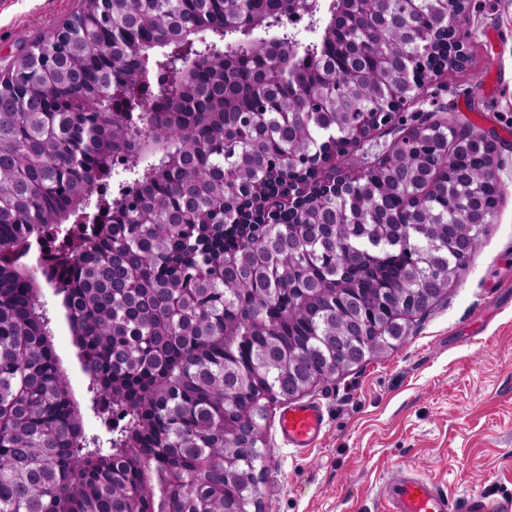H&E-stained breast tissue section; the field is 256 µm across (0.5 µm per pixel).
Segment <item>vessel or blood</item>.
<instances>
[{
    "mask_svg": "<svg viewBox=\"0 0 512 512\" xmlns=\"http://www.w3.org/2000/svg\"><path fill=\"white\" fill-rule=\"evenodd\" d=\"M322 410L314 404L287 408L280 417V431L289 446L312 448L320 439ZM383 512H512V499H497L480 493L458 498L431 479L406 469L381 488Z\"/></svg>",
    "mask_w": 512,
    "mask_h": 512,
    "instance_id": "obj_1",
    "label": "vessel or blood"
}]
</instances>
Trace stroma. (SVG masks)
I'll return each instance as SVG.
<instances>
[{
	"label": "stroma",
	"instance_id": "stroma-1",
	"mask_svg": "<svg viewBox=\"0 0 512 512\" xmlns=\"http://www.w3.org/2000/svg\"><path fill=\"white\" fill-rule=\"evenodd\" d=\"M82 0H0V73L22 45L49 37ZM461 28L472 61L428 87L408 121L428 117L496 146L498 207L447 294L409 321L393 350L317 383L303 396L325 425L317 446L280 438V399L267 406L261 491L265 512H382V484L406 467L458 497L512 498V0H470ZM54 347L88 433L108 432L91 408L87 379L52 288Z\"/></svg>",
	"mask_w": 512,
	"mask_h": 512
}]
</instances>
